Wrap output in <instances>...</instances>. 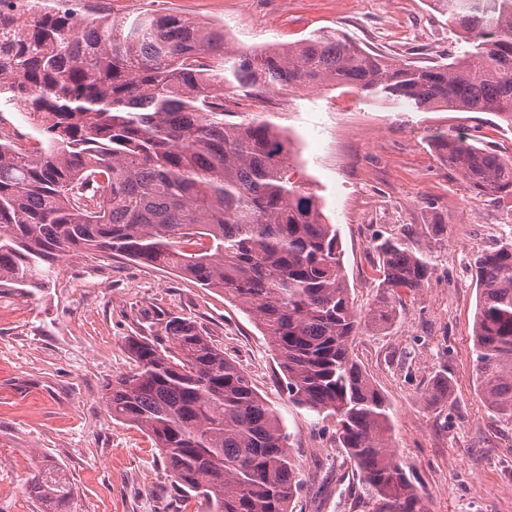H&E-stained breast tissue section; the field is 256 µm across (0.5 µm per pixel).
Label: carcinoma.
I'll return each mask as SVG.
<instances>
[{"label": "carcinoma", "mask_w": 512, "mask_h": 512, "mask_svg": "<svg viewBox=\"0 0 512 512\" xmlns=\"http://www.w3.org/2000/svg\"><path fill=\"white\" fill-rule=\"evenodd\" d=\"M0 0V95L45 136L0 143V286L45 288L53 264L97 252L172 270L242 306L266 337L297 406L327 420L353 462L367 512H425L391 441L384 395L354 356L362 326L392 322L401 291L428 281L441 228L423 246L376 238L373 303L355 308L336 225L296 177L290 138L255 118L224 120V94L348 86L424 111L490 112L512 127V0H429L466 44L419 66L339 32L240 50L181 15L81 19ZM433 147L470 190L512 195V158L464 136ZM475 381L512 424V237L475 259ZM131 371L107 383L108 414L146 432L176 490L204 512H292L301 482L279 417L249 376L184 317L130 336ZM41 512H71V484L37 461Z\"/></svg>", "instance_id": "1"}]
</instances>
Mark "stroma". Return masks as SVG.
Listing matches in <instances>:
<instances>
[{
	"instance_id": "stroma-1",
	"label": "stroma",
	"mask_w": 512,
	"mask_h": 512,
	"mask_svg": "<svg viewBox=\"0 0 512 512\" xmlns=\"http://www.w3.org/2000/svg\"><path fill=\"white\" fill-rule=\"evenodd\" d=\"M80 13L115 19L168 11L224 31L235 47L261 49L335 30L361 47L421 65L448 63L465 44L428 0H75ZM242 114L290 135L298 171L335 224L357 309L376 294L378 236L442 227L433 273L404 294L385 329L365 326L353 348L392 409V440L428 512H512V425L486 411L475 387L472 326L479 298L473 259L512 235V195L476 196L430 146L463 135L512 156V129L486 112H423L347 88L272 91ZM180 316L201 325L235 359L290 435L302 486L293 512H359L356 473L321 420L288 399L265 336L223 293L171 271L106 253L54 265L46 288L0 287V512H40L25 491L37 460L60 466L72 512H200L176 493L147 433L112 419L101 402L128 372L129 336L160 334ZM446 372L447 392L432 396Z\"/></svg>"
}]
</instances>
